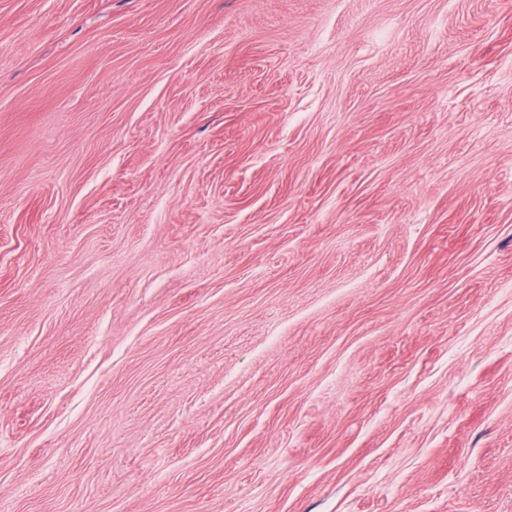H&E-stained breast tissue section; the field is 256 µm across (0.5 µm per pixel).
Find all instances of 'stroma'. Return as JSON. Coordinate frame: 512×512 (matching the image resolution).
<instances>
[{
    "mask_svg": "<svg viewBox=\"0 0 512 512\" xmlns=\"http://www.w3.org/2000/svg\"><path fill=\"white\" fill-rule=\"evenodd\" d=\"M0 512H512V0H0Z\"/></svg>",
    "mask_w": 512,
    "mask_h": 512,
    "instance_id": "35a3bbf8",
    "label": "stroma"
}]
</instances>
